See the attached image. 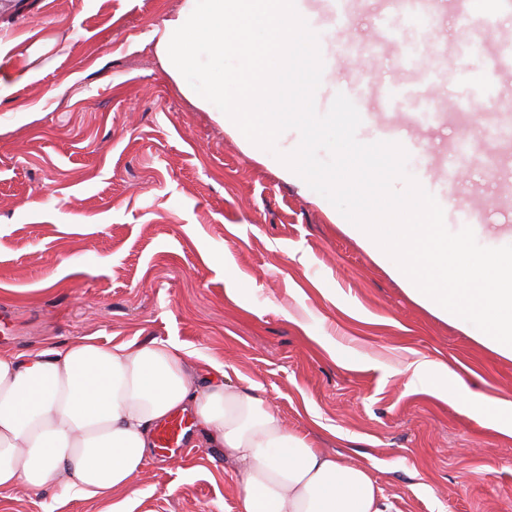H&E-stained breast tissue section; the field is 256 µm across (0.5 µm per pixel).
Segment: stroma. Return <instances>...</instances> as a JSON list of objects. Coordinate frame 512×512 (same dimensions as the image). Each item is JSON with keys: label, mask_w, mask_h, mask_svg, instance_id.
Returning <instances> with one entry per match:
<instances>
[{"label": "stroma", "mask_w": 512, "mask_h": 512, "mask_svg": "<svg viewBox=\"0 0 512 512\" xmlns=\"http://www.w3.org/2000/svg\"><path fill=\"white\" fill-rule=\"evenodd\" d=\"M182 0H0V26L35 46L32 80L0 58V351L36 352L79 336L172 340L197 376L210 361L231 385H256L291 430L359 463L392 512H512V436L412 379L415 353L461 364L481 391L512 396V361L413 302L327 210L197 110L162 70L146 34ZM385 0H363L325 41L368 43ZM471 54L450 79L386 55L374 84L452 100L472 92ZM398 142L420 141L430 167L459 169L457 205L486 214L484 236L512 226V135L493 149L455 109L420 126L418 102L383 112ZM497 155L487 170V152ZM220 448L153 449L129 512H236ZM51 485L0 492V512H106Z\"/></svg>", "instance_id": "35a3bbf8"}]
</instances>
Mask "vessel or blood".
Returning a JSON list of instances; mask_svg holds the SVG:
<instances>
[{"instance_id": "obj_1", "label": "vessel or blood", "mask_w": 512, "mask_h": 512, "mask_svg": "<svg viewBox=\"0 0 512 512\" xmlns=\"http://www.w3.org/2000/svg\"><path fill=\"white\" fill-rule=\"evenodd\" d=\"M362 0H320L319 5H312L311 0H295L298 13L306 19L311 28H319L323 19L334 18L337 22L348 21L361 7ZM388 8L397 12L413 11L416 17L433 21L442 11V0H388ZM466 9L471 16V34L467 37H458L439 55L442 66L448 70H456L460 58L472 50H479L485 58L484 72L474 77V84L480 85V93L472 94L466 98L455 100L452 106L459 109L483 110L495 107L500 118L512 117V102L504 100L493 92L492 82L505 72L512 70V39L504 37L490 40L489 34L494 21L501 15L512 11V0H468ZM394 53L405 67L418 69L423 67L430 48L411 53L405 48L391 41L387 32H380L369 43L361 45L346 43L340 45L336 51L323 53L324 77H331L337 71L343 60H351L352 68L349 75L339 84V92L347 95L355 104L364 110L363 118L366 122H374L375 116L371 111L365 110L364 103L367 97L378 96L384 105H391L398 98L402 90L376 89L369 79L365 60L375 59L387 53ZM447 102L432 99L428 102V110L432 113L446 111ZM425 189L435 199L445 205L454 204L460 192V183L456 175L440 177L438 181L427 180ZM188 426L185 417L175 416L161 423L155 433L156 445L159 449L168 450L182 445V432Z\"/></svg>"}]
</instances>
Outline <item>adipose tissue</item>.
Listing matches in <instances>:
<instances>
[{"instance_id":"adipose-tissue-1","label":"adipose tissue","mask_w":512,"mask_h":512,"mask_svg":"<svg viewBox=\"0 0 512 512\" xmlns=\"http://www.w3.org/2000/svg\"><path fill=\"white\" fill-rule=\"evenodd\" d=\"M464 412L500 417L512 435V398L472 391L463 368L420 356L406 366ZM211 363L195 385L173 341L104 344L83 336L37 353L0 352V490L112 501L129 490L153 446V428L179 411L196 421L197 447L216 445L239 488L237 512H391L367 471L290 430L257 391L224 381Z\"/></svg>"}]
</instances>
